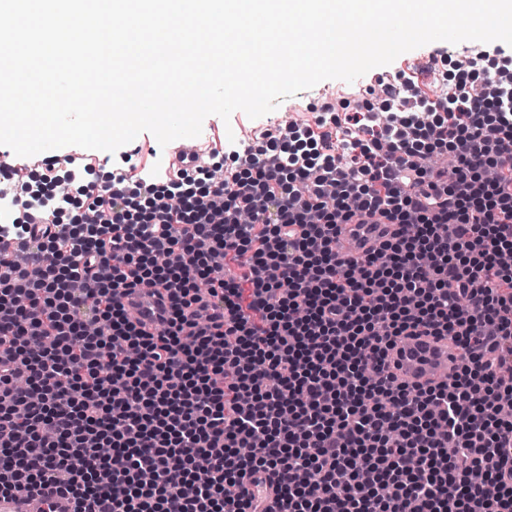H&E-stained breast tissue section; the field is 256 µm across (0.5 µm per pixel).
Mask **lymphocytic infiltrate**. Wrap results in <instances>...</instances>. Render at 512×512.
<instances>
[{
  "label": "lymphocytic infiltrate",
  "mask_w": 512,
  "mask_h": 512,
  "mask_svg": "<svg viewBox=\"0 0 512 512\" xmlns=\"http://www.w3.org/2000/svg\"><path fill=\"white\" fill-rule=\"evenodd\" d=\"M381 113L326 97L228 165L86 189L72 222L29 195L0 225V493L78 512H512V59ZM395 227L352 262L357 214ZM30 241L25 254L14 240ZM165 288L159 332L122 297ZM447 336L450 382L388 370ZM355 222H365L367 225H380L379 231L384 230V232L382 235L375 236L363 246L361 238L356 234L358 224L339 225L336 229V251L344 258L350 260L361 258L368 249L378 246L379 243L392 232V226H390V224H379L377 217L363 216L358 218ZM77 509L75 497L56 486L33 492L0 494V512H76Z\"/></svg>",
  "instance_id": "lymphocytic-infiltrate-1"
}]
</instances>
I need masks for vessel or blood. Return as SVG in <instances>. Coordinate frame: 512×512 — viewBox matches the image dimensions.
I'll return each instance as SVG.
<instances>
[{
  "label": "vessel or blood",
  "instance_id": "vessel-or-blood-1",
  "mask_svg": "<svg viewBox=\"0 0 512 512\" xmlns=\"http://www.w3.org/2000/svg\"><path fill=\"white\" fill-rule=\"evenodd\" d=\"M201 151L190 139L172 141L165 156L166 163L178 168L197 166ZM353 224H342L336 230V250L350 260L361 258L367 246H378V239L362 243ZM162 289L138 286L127 290L123 302L132 315L148 313L151 306L165 300ZM396 374L417 387L448 381L455 373L459 358L450 339L445 336H424L403 340ZM75 497L65 489L47 486L33 492L0 494V512H76Z\"/></svg>",
  "mask_w": 512,
  "mask_h": 512
}]
</instances>
